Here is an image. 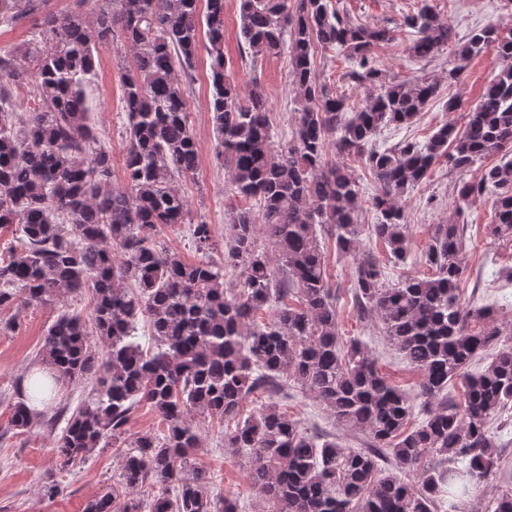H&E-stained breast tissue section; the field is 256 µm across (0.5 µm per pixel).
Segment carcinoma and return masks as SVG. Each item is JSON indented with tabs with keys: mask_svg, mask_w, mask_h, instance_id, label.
Wrapping results in <instances>:
<instances>
[{
	"mask_svg": "<svg viewBox=\"0 0 512 512\" xmlns=\"http://www.w3.org/2000/svg\"><path fill=\"white\" fill-rule=\"evenodd\" d=\"M40 4L0 0V21L22 20ZM239 10L252 58L278 53L284 34L290 36L300 108L291 138L278 147L262 86L256 82L244 94L227 74L224 0H206L203 12L199 0H112L110 8L49 15L39 41L19 54H0V229L18 234V248L0 259V308L78 293L93 301L89 318L66 311L48 327L40 353L47 381L19 386L11 422L21 431L32 427L40 412L31 401L90 381L53 451L64 468L110 444L124 451L117 482L83 512H239L236 499L212 494L210 472L194 452L204 447V420L236 417L259 391L272 402L224 430V447L244 455L263 512H440L444 503L455 512L501 464V426L493 420L512 410V348L498 350L484 370H471L501 330L494 306L462 299L466 224L435 225L421 252L432 270L423 278L389 285L381 263L359 248L367 234L384 244L388 263L407 264L404 193L443 158L465 171L492 154L500 161L456 186L455 214L487 197L493 219L485 235L512 237V29L487 25L460 42L431 0H421L404 20L414 33L410 57L430 60L446 51L454 79L491 53L499 73L465 113L463 128L445 122L424 144L379 148L373 138L381 128L412 124L438 93L425 76L386 81L373 49L392 40L393 31L342 18L332 0H240ZM93 32L100 41L119 37L132 55L121 73L120 182L90 118ZM202 48L216 158L235 194L262 210L260 225L249 210L236 213L218 261L211 257V225L194 219L175 185L199 166L181 76ZM319 48L348 53L346 76L367 90L361 105L351 109L328 92L315 69ZM22 84L32 85L35 108L19 127L10 86ZM352 155L378 185L374 224L358 220L359 182L341 162ZM174 224L192 226L198 260L158 247L161 227ZM260 229L277 255L275 266L256 248ZM320 233L352 258L357 315L376 318L421 374L422 419L412 429L413 398L381 372L361 341L341 339ZM229 266L240 269L235 290L224 288ZM263 309L270 318L260 323ZM141 318L151 331L148 347L138 335ZM285 374L313 393L336 424L364 433L367 447L347 450L336 434L310 431L280 411L278 401L288 397ZM450 386L461 390L460 400L448 399ZM141 404L160 418L161 432L129 431ZM403 471L416 476L404 478ZM146 485L157 488L147 503L136 498Z\"/></svg>",
	"mask_w": 512,
	"mask_h": 512,
	"instance_id": "carcinoma-1",
	"label": "carcinoma"
}]
</instances>
